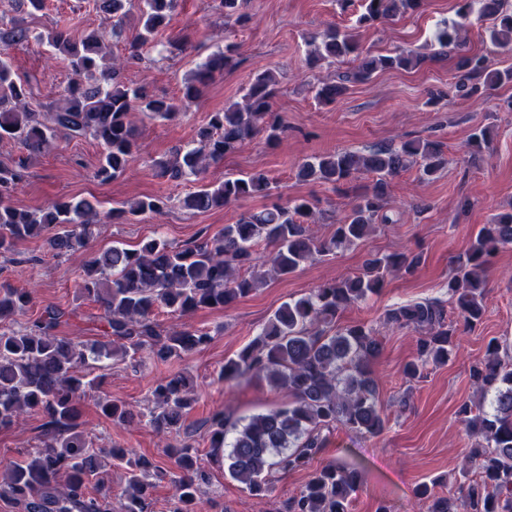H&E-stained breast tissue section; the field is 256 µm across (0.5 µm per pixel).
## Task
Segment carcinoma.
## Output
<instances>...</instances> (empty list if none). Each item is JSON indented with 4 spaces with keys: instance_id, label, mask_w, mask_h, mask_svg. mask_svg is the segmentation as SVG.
I'll return each mask as SVG.
<instances>
[{
    "instance_id": "obj_1",
    "label": "carcinoma",
    "mask_w": 512,
    "mask_h": 512,
    "mask_svg": "<svg viewBox=\"0 0 512 512\" xmlns=\"http://www.w3.org/2000/svg\"><path fill=\"white\" fill-rule=\"evenodd\" d=\"M359 2L358 27L379 19L420 10L423 0H338L346 10ZM247 0H218L227 19L245 23ZM177 0H95L98 12L112 20L111 29L92 30L75 37L68 25L56 24L37 40L62 56L70 81L49 111L31 105L28 84L13 70L9 50L29 43L30 29L21 20L0 27V140L11 139L33 155L57 148V141L93 137L102 147L95 178L105 182L125 171L139 150L132 113L169 120L193 104L215 75L236 65L229 45L199 63L177 98L160 97L145 86L127 84L125 71L145 60L148 45L169 23ZM137 8V35L125 42L118 57L108 51V37L120 39L124 23ZM491 23V40L512 48V6L509 0H460L459 21L444 25L436 35L443 47L459 44V32L472 13ZM309 64L353 60L357 65L318 84L316 98L329 104L349 85L389 70H409L426 62L412 50L372 55L347 29L329 27L310 36ZM462 78L455 88L463 97L512 82V68L492 69L485 55L460 57ZM277 80L269 71L256 74L243 88L244 104L212 112L198 131L199 146L177 149L153 166L173 181H202L212 163L224 160L257 132L275 144L287 129L284 117L272 110ZM419 166L421 178L433 180L448 165L443 144L408 140L397 147L368 151H337L304 160L297 170L303 181L335 191L363 175H374L359 189L349 214L328 238L315 231L316 204L297 198L288 206L273 204L241 214L214 235H203L183 246L151 238L134 248L120 242L89 255L82 269L80 293L100 310L107 341L80 342L55 335L65 317L57 307L45 308L21 329L0 332V428H10L26 413H40L45 422L39 444L17 460L0 461V499L20 512H152L154 480L169 477L173 496L168 512H200L202 486L210 481L195 449L187 442L173 447L174 469L165 470L144 456L124 448H94L79 431L87 391L95 388L91 370L115 353L139 366L147 358L168 361L206 346L208 331L188 327L162 334L155 319L165 308L189 314L203 307H224L265 286L273 277L295 273L309 262L356 246L387 215L389 178L408 164ZM27 177L24 162H0V254L16 244L42 238L55 256L86 247L92 227L100 222L97 205L86 199H60L38 211L5 203ZM271 181L256 171L229 175L188 193L181 207L205 212L230 202L269 195ZM166 196H146L112 209L106 218L121 220L168 208ZM512 245V206L480 227L469 248L455 260L448 278V295L469 326L484 316L482 273L500 249ZM421 255L375 253L362 272L326 282L310 293L284 302L256 337L224 363L223 377H258L292 396L286 405L252 416L240 425L222 412L208 419L211 457L224 460L230 476L251 494L271 491V473L307 467L327 446L332 430L341 427L361 435L377 436L386 428L370 362L381 351L373 329L355 323L335 328L336 318L350 307L379 294L392 274H411ZM31 294L24 288L0 284V322L25 313ZM383 321L420 333L417 355L403 368L409 380L419 379L429 363L448 362L456 348V332L442 301L429 299L385 311ZM480 392L475 406L460 412L471 448L463 464L465 481L459 492L439 494V481L422 483L415 495L427 503V512H512V361L501 356L499 343L489 341L483 360L470 371ZM149 423L159 434L179 432L195 401L188 377L176 373L156 382L151 391ZM97 405L113 424L125 425L141 416L125 403L101 398ZM107 461L124 467L125 487L113 507L112 485L100 477ZM359 487L356 469L328 463L313 471L298 493L288 498L283 512H351Z\"/></svg>"
}]
</instances>
